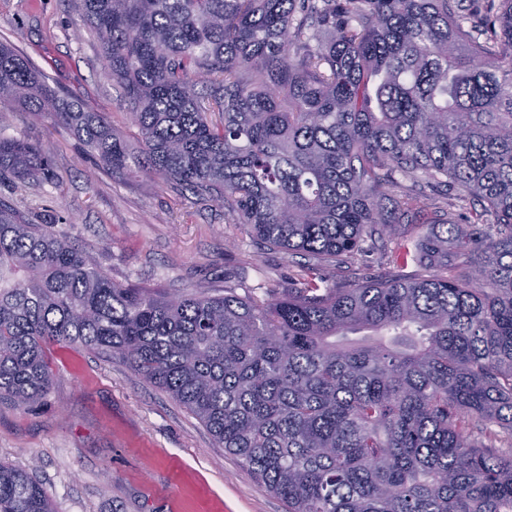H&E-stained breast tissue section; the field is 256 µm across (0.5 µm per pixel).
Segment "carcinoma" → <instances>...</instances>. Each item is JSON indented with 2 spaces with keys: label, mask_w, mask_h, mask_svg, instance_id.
<instances>
[{
  "label": "carcinoma",
  "mask_w": 512,
  "mask_h": 512,
  "mask_svg": "<svg viewBox=\"0 0 512 512\" xmlns=\"http://www.w3.org/2000/svg\"><path fill=\"white\" fill-rule=\"evenodd\" d=\"M140 152L0 43V103L48 112L103 165L134 164L302 254L288 294L115 283L0 199V402L54 380L52 349L120 356L288 512H512V0H76ZM49 182L0 137V178ZM466 211L413 226L422 279L324 271L394 234L400 180ZM359 338L352 339L350 335ZM0 512H52L0 463Z\"/></svg>",
  "instance_id": "obj_1"
}]
</instances>
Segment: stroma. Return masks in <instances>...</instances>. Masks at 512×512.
Masks as SVG:
<instances>
[{
    "label": "stroma",
    "mask_w": 512,
    "mask_h": 512,
    "mask_svg": "<svg viewBox=\"0 0 512 512\" xmlns=\"http://www.w3.org/2000/svg\"><path fill=\"white\" fill-rule=\"evenodd\" d=\"M0 41L86 110L104 113L137 149L122 90L106 76L72 0H0ZM0 135L40 141L57 174L23 188L0 181V196L87 248L112 281L184 294L287 292L300 256L260 246L223 206L133 165L112 174L45 112L0 107ZM410 187L406 180L388 193L401 223L446 217L452 192L424 191L418 210L407 212ZM421 274L379 239L327 276L346 287ZM54 361L47 395L23 409L0 405V462L32 474L54 512H287L198 419L121 357L71 345L55 348Z\"/></svg>",
    "instance_id": "obj_1"
}]
</instances>
